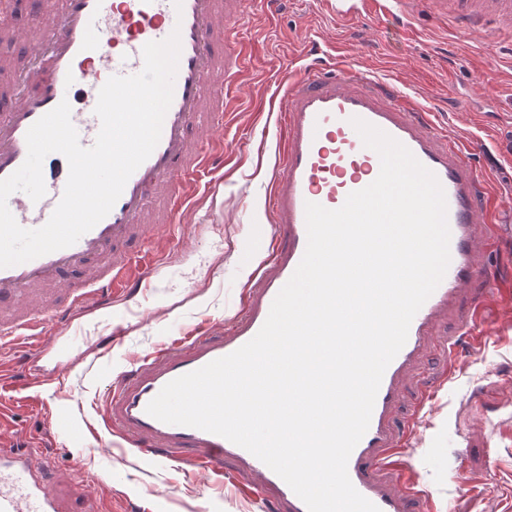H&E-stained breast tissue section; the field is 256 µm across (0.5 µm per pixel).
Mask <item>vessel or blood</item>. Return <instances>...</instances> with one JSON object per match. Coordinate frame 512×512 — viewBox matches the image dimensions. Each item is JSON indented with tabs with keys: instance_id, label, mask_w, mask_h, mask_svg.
<instances>
[{
	"instance_id": "1",
	"label": "vessel or blood",
	"mask_w": 512,
	"mask_h": 512,
	"mask_svg": "<svg viewBox=\"0 0 512 512\" xmlns=\"http://www.w3.org/2000/svg\"><path fill=\"white\" fill-rule=\"evenodd\" d=\"M245 0H33L24 27L14 30L23 61L5 59L0 69V179L13 174L27 157L29 128L61 101L71 106V121L82 146L95 142L101 123L94 109L98 91L113 76L139 73L146 43L181 34V55L172 103L160 141L132 174L110 213L74 245L12 267L0 268V344L49 336L48 316L65 318L124 299L150 278L158 254L136 252L159 229L175 230L203 174L224 167L222 129L231 90L248 69L251 51L237 23ZM339 22L409 16L416 0H322ZM457 37L489 20L512 29V0H436ZM277 108L282 136L269 192L273 222L271 252L252 280L246 301L225 335L195 329L192 335L155 348L140 358L122 381L110 388L102 408L107 430L148 457L192 458L201 470L223 471L236 464L249 476L247 491L263 499L273 491L275 506L307 512L304 502L268 466L244 448L197 428L167 424L150 416L148 403L170 381L231 354L260 330L271 305L300 263L307 244L305 205L329 209L349 193L373 182L378 154L364 146L351 118H361L403 145L441 183L447 200L450 264L444 279L413 318L408 338L387 367L369 428L352 451L348 475L356 490L380 512H426L428 504L411 481L393 478L411 429L395 430L392 419L401 388L429 348L433 326L482 274L480 253L500 235L498 207L473 156L478 143L463 145L436 129L416 100L381 86L370 72L343 65L321 43H313L306 63L283 78ZM207 140H200V133ZM65 157L54 154L44 168L46 194L32 201L21 191L8 199L20 226H43L58 205L67 182ZM80 269L84 277L65 282ZM485 281L481 299L472 301L459 333L471 345L482 336L476 323L482 298L496 294ZM0 512H69L48 486L32 453L0 448Z\"/></svg>"
}]
</instances>
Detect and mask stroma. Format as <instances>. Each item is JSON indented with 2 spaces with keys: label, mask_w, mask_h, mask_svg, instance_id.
Segmentation results:
<instances>
[{
  "label": "stroma",
  "mask_w": 512,
  "mask_h": 512,
  "mask_svg": "<svg viewBox=\"0 0 512 512\" xmlns=\"http://www.w3.org/2000/svg\"><path fill=\"white\" fill-rule=\"evenodd\" d=\"M414 24L412 32L391 17L339 26L319 0H280L270 17L254 0L240 25L253 67L237 111L224 117L230 158L208 177L217 194L199 187L181 232L145 243L162 252L150 283L76 319L43 370H32L29 345L0 348V437L37 450L72 512H258L236 493L233 463L218 476L115 448L98 408L139 356L194 326L222 333L243 305L280 137L274 113L254 106L280 98L282 74L310 40L397 80L453 137L479 139L477 165L493 179L504 227L482 261L488 273L512 278V36H492L488 23L458 43L435 0H419ZM115 326L121 333L104 349L99 339ZM480 327L484 343L459 354L451 376L431 355L397 403V420L417 417L404 460L432 512H512V300L489 297Z\"/></svg>",
  "instance_id": "obj_1"
}]
</instances>
